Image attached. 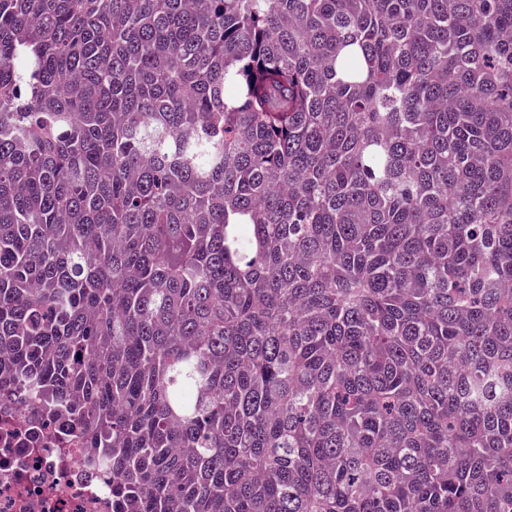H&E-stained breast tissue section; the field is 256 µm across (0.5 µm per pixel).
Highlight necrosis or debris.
Returning a JSON list of instances; mask_svg holds the SVG:
<instances>
[{
    "label": "necrosis or debris",
    "instance_id": "4bbe7bcc",
    "mask_svg": "<svg viewBox=\"0 0 512 512\" xmlns=\"http://www.w3.org/2000/svg\"><path fill=\"white\" fill-rule=\"evenodd\" d=\"M25 404L0 406V512H112V473L91 467L79 436L30 435Z\"/></svg>",
    "mask_w": 512,
    "mask_h": 512
}]
</instances>
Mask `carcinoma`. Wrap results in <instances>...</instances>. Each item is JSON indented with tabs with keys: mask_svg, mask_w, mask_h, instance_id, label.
<instances>
[{
	"mask_svg": "<svg viewBox=\"0 0 512 512\" xmlns=\"http://www.w3.org/2000/svg\"><path fill=\"white\" fill-rule=\"evenodd\" d=\"M115 512H512V0H0V397Z\"/></svg>",
	"mask_w": 512,
	"mask_h": 512,
	"instance_id": "1",
	"label": "carcinoma"
}]
</instances>
